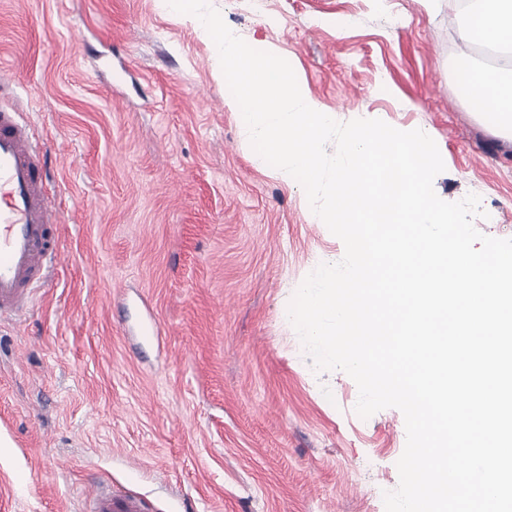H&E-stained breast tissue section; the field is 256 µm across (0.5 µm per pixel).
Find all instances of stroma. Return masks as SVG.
I'll return each instance as SVG.
<instances>
[{
    "instance_id": "stroma-1",
    "label": "stroma",
    "mask_w": 512,
    "mask_h": 512,
    "mask_svg": "<svg viewBox=\"0 0 512 512\" xmlns=\"http://www.w3.org/2000/svg\"><path fill=\"white\" fill-rule=\"evenodd\" d=\"M209 3L338 122L429 131L436 194H477L479 231L512 238V140L457 78L495 55L455 0ZM0 73L65 257L25 320L0 317V512H87L107 483L147 512H385L402 412L360 418L284 317L344 244L244 143L210 37L165 0H0Z\"/></svg>"
}]
</instances>
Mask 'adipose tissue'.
<instances>
[{
  "label": "adipose tissue",
  "instance_id": "obj_1",
  "mask_svg": "<svg viewBox=\"0 0 512 512\" xmlns=\"http://www.w3.org/2000/svg\"><path fill=\"white\" fill-rule=\"evenodd\" d=\"M463 37L500 51L495 67L477 73L465 67L460 77L472 86L478 111L512 122V0H473Z\"/></svg>",
  "mask_w": 512,
  "mask_h": 512
}]
</instances>
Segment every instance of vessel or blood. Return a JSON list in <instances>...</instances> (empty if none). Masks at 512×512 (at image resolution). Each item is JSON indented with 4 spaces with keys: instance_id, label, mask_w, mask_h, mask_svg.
<instances>
[{
    "instance_id": "obj_1",
    "label": "vessel or blood",
    "mask_w": 512,
    "mask_h": 512,
    "mask_svg": "<svg viewBox=\"0 0 512 512\" xmlns=\"http://www.w3.org/2000/svg\"><path fill=\"white\" fill-rule=\"evenodd\" d=\"M59 211L44 191L39 146L15 112L0 108V312L29 304L32 287L61 264ZM137 494L100 487L89 512H144Z\"/></svg>"
}]
</instances>
